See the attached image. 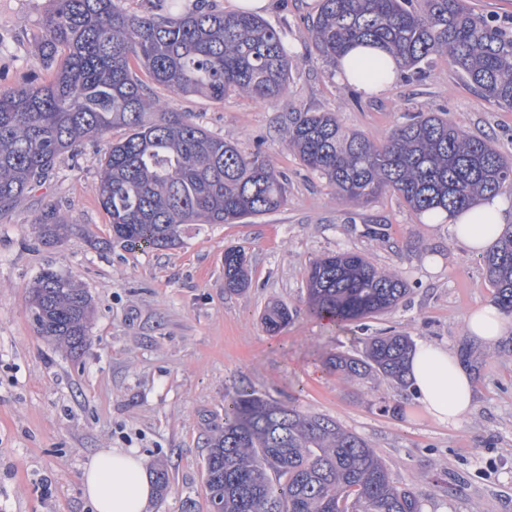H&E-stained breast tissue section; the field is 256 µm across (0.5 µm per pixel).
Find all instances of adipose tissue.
I'll use <instances>...</instances> for the list:
<instances>
[{
	"instance_id": "adipose-tissue-1",
	"label": "adipose tissue",
	"mask_w": 512,
	"mask_h": 512,
	"mask_svg": "<svg viewBox=\"0 0 512 512\" xmlns=\"http://www.w3.org/2000/svg\"><path fill=\"white\" fill-rule=\"evenodd\" d=\"M356 67L354 82L363 94L383 91L397 72L391 54L380 47L356 45L342 60ZM384 71V78L369 79L367 69ZM512 224V204L504 197L480 200L449 216L448 228L469 254L487 253ZM472 336L491 343L506 332L499 307L491 301L471 310L465 318ZM409 377L425 413L435 422L458 426L470 413L474 398L473 378L448 348L424 342L409 361ZM84 494L91 512H153L157 489L148 461L133 448H109L99 452L82 474Z\"/></svg>"
}]
</instances>
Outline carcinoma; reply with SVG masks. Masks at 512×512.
<instances>
[{
	"label": "carcinoma",
	"instance_id": "cac0c4a2",
	"mask_svg": "<svg viewBox=\"0 0 512 512\" xmlns=\"http://www.w3.org/2000/svg\"><path fill=\"white\" fill-rule=\"evenodd\" d=\"M38 47L53 71L0 87V216L45 179L56 158L116 127L126 133L101 162L98 198L112 237L125 246L170 248L183 224H238L280 210L282 175L259 151L244 153L197 125L189 113L164 112L155 88L222 102L233 90L256 100L290 93L291 63L275 27L247 12L204 6L173 19L129 13L121 0H54ZM319 55L343 73L339 58L358 43L391 53L399 68L421 73L445 55L487 101L512 109V22L474 12L467 0H319L309 27ZM287 145L341 199L368 204L383 193L418 214L454 213L484 194L512 192V159L434 113H417L381 143L348 130L334 112H294ZM69 221L52 204L35 223L45 245ZM240 249L224 251V290L249 283ZM494 301L512 314V229L484 258ZM310 312L338 326L395 308L409 292L396 273L355 251L328 253L306 268ZM38 334L74 355L87 345L93 312L70 276L43 270L28 287ZM292 312L275 304L262 322L276 334ZM410 337L369 338L362 356L333 354L327 365L348 379L381 375L406 385ZM207 494L223 512H423L422 498L401 487L376 451L336 420L307 414L243 389L208 423Z\"/></svg>",
	"mask_w": 512,
	"mask_h": 512
}]
</instances>
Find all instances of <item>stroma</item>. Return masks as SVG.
I'll list each match as a JSON object with an SVG mask.
<instances>
[{"mask_svg":"<svg viewBox=\"0 0 512 512\" xmlns=\"http://www.w3.org/2000/svg\"><path fill=\"white\" fill-rule=\"evenodd\" d=\"M53 0H0V85L31 73L47 79L36 55ZM317 0H271L264 18L280 30L292 63L288 100L245 94L214 102L157 91L166 112H189L212 135L244 152L262 151L288 179L279 211L243 224H186L172 248H93L86 233L110 234L98 172L112 140L84 142L0 218V512H89L80 477L104 448H135L169 475L156 512H210L203 480L204 418L220 415L234 392L258 394L335 419L374 448L424 512H512V327L493 345L468 336L464 319L492 299L483 260L447 225L426 223L385 193L366 206L337 199L285 143L290 113L335 112L371 140L385 139L412 112L447 115L465 132L512 156V109L478 95L446 57L422 76L355 95L313 48L307 26ZM56 205L84 233L41 243L34 224ZM378 235H367V228ZM244 250L251 283L224 290V252ZM362 252L402 275L410 292L393 311L339 327L309 312L304 270L338 250ZM439 258L430 270L426 256ZM71 274L94 308L90 340L74 356L36 332L27 288L44 268ZM294 313L265 332L268 303ZM405 333L452 351L468 348L475 407L460 427L426 417L412 387L380 376L354 382L326 365L333 353L362 355L368 337Z\"/></svg>","mask_w":512,"mask_h":512,"instance_id":"1","label":"stroma"}]
</instances>
